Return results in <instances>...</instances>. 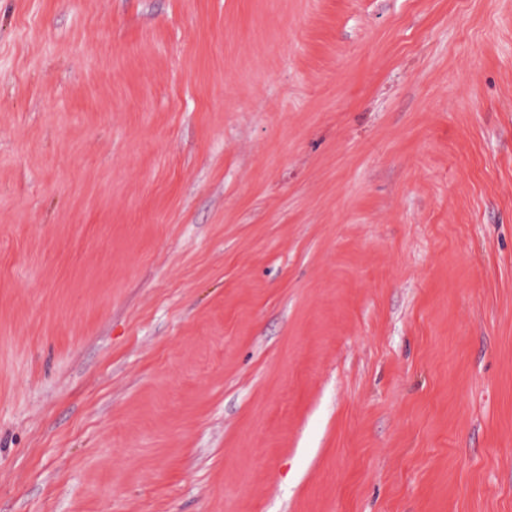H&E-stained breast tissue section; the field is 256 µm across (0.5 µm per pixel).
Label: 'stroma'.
Instances as JSON below:
<instances>
[{
    "label": "stroma",
    "mask_w": 512,
    "mask_h": 512,
    "mask_svg": "<svg viewBox=\"0 0 512 512\" xmlns=\"http://www.w3.org/2000/svg\"><path fill=\"white\" fill-rule=\"evenodd\" d=\"M0 512H512V0H0Z\"/></svg>",
    "instance_id": "stroma-1"
}]
</instances>
